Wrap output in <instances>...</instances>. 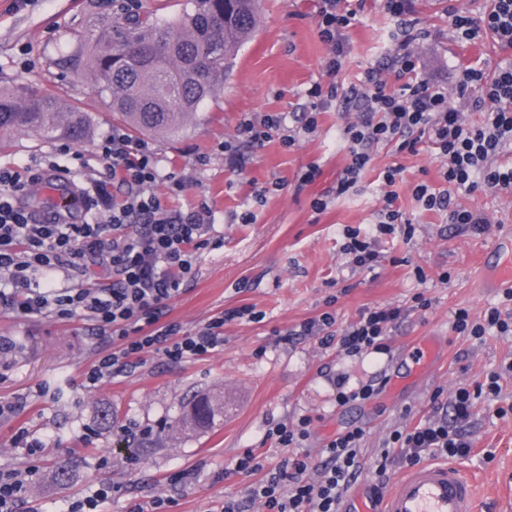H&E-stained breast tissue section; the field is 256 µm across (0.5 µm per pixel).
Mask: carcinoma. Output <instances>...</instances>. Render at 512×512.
Segmentation results:
<instances>
[{
  "label": "carcinoma",
  "instance_id": "cac0c4a2",
  "mask_svg": "<svg viewBox=\"0 0 512 512\" xmlns=\"http://www.w3.org/2000/svg\"><path fill=\"white\" fill-rule=\"evenodd\" d=\"M258 0H186L171 19L129 13L100 17L96 36H71L58 65L66 75L89 77L134 131H179L185 119L224 88L240 45L258 24ZM90 123L77 107L62 106L30 83L0 86V135L65 137L80 145ZM224 412L208 397L193 402L183 424L208 431Z\"/></svg>",
  "mask_w": 512,
  "mask_h": 512
}]
</instances>
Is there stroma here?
<instances>
[{
	"label": "stroma",
	"mask_w": 512,
	"mask_h": 512,
	"mask_svg": "<svg viewBox=\"0 0 512 512\" xmlns=\"http://www.w3.org/2000/svg\"><path fill=\"white\" fill-rule=\"evenodd\" d=\"M121 3L0 0V84L26 80L86 112L92 135L81 147L85 153L121 120L89 79L61 77L57 61L71 33L94 17L119 15ZM320 5V0H262L256 33L240 49L218 99L206 101L181 136L150 141L161 173L188 183L176 197L166 182H158L157 197L171 209L206 200L214 224L198 274L189 290L170 302L168 320L192 332L225 310L248 307L261 321L226 323L223 345L205 357L174 362L150 353L91 385L86 374L111 354L112 341L89 319L19 318L0 310V339L9 344L0 352V403L16 406L0 417V467L38 468L21 512H66L70 501L101 484L112 488L102 512H126L131 501L156 495L175 500L174 512H220L225 499L242 497L250 483L233 471L238 458L252 448L262 449L273 464L292 456V449L275 447L266 433L276 423L303 416L312 420L311 436L299 451L317 463L336 432L364 429L360 454L366 469L360 479L374 483L385 438L429 415L434 392L450 399L458 387H474L512 363V333L478 339L453 328L455 311L468 310L477 320L502 299L501 289L480 287L476 279L494 233L459 232L444 215L418 206L415 185L442 184L440 164L427 143L413 153L375 147L358 187L331 199L324 211L313 209V200L335 187L349 161L341 129L358 110L348 103L347 89L366 68L390 66L398 32L385 0H363L345 31L342 69L330 76L329 46L317 25ZM452 6L476 12L485 0H411L409 16L422 31L415 42L421 77L447 87L454 102L465 67L479 61L490 70L507 53L489 38L455 40L448 30ZM317 84L337 85V95L318 114L315 131L304 133L300 118L310 110L308 92ZM253 114L283 116L298 132L295 145L283 146L276 135L261 145L238 138L240 122ZM227 139L237 145L233 163L221 148ZM57 145L54 139L6 135L0 137V164H22ZM311 164L318 166L319 177L300 183ZM391 166L402 169L398 204L414 236L408 241L398 233L380 236L379 265L352 270L342 251L343 229L370 231L380 206L379 176ZM420 270L425 280L417 279ZM419 292L431 299V308L410 312L393 326L386 354L343 357L318 338L295 333L302 322L328 310L342 327L364 309L403 305ZM426 336L442 341L437 361L412 382L392 386L391 378L409 371L402 357L407 345ZM340 377L352 387L378 379L380 391L368 402L338 405ZM501 385L499 396L477 400L467 427L472 450L454 459L475 480L479 512H507L506 499L512 497V378ZM217 391L224 394L223 424L208 433L177 431L184 398ZM107 405L118 418L108 431L97 418ZM146 428L157 445L143 450L138 443ZM23 433L41 440L37 456L16 447ZM67 461L72 476L63 487L54 472Z\"/></svg>",
	"instance_id": "stroma-1"
}]
</instances>
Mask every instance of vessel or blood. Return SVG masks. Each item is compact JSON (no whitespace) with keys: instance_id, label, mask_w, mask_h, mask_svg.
<instances>
[{"instance_id":"vessel-or-blood-1","label":"vessel or blood","mask_w":512,"mask_h":512,"mask_svg":"<svg viewBox=\"0 0 512 512\" xmlns=\"http://www.w3.org/2000/svg\"><path fill=\"white\" fill-rule=\"evenodd\" d=\"M415 369L438 356L436 343L419 340L409 351ZM340 512H478L475 487L462 469L448 462H423L388 490L363 482L343 498Z\"/></svg>"}]
</instances>
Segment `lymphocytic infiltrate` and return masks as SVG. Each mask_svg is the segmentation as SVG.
<instances>
[{"label": "lymphocytic infiltrate", "instance_id": "f902f5d3", "mask_svg": "<svg viewBox=\"0 0 512 512\" xmlns=\"http://www.w3.org/2000/svg\"><path fill=\"white\" fill-rule=\"evenodd\" d=\"M386 8L399 20L393 60L408 80L392 90L382 69L371 68L353 86L363 110L343 127L349 161L337 178L335 192L342 195L356 186L372 162V146L393 143L398 151L412 153L426 139L440 159L443 185L436 189L417 184L414 199L423 210L447 213L449 223L461 231L483 232L486 215L455 204L454 198L478 190L512 194V166L494 162L512 144V61L501 62L489 76L477 68L465 69L460 90L476 86L481 94L470 105L453 104L444 88L414 75L416 23L407 17L408 0H387ZM356 16V8L343 6L342 0H322L318 27L330 46L329 75L341 69L344 31ZM448 25L458 40L471 42L489 33L502 46L512 48V0H494L485 13L449 8ZM469 106L483 109L481 122L467 119ZM92 154L104 164L106 175L91 180L85 190L90 219L80 224L36 222L22 208L20 198L40 180L39 169L0 165V309L20 317L49 313L61 320L86 317L93 321L111 337L113 349L90 369L92 384L152 352L173 360L213 352L224 340L225 324L244 317L245 309L227 310L193 332L164 319L170 301L183 293L197 273L198 252L213 229L210 207L204 202L185 210L164 207L153 191L159 178H166L170 193L176 196L185 191L184 180L172 173L160 175L155 150L121 128L98 140ZM400 174L397 166L383 173L385 191L372 232L345 227L343 251L352 267L369 270L378 265L379 236L399 232L412 238L414 228L397 205L395 185ZM95 257L111 271L110 287L86 286L87 261ZM60 272L76 280V287H56ZM408 311L401 306L368 308L341 329L327 312L303 322L299 333L319 337L322 345L336 347L342 355L379 353L388 348L389 326ZM454 327L470 336L483 337L492 329L504 334L512 331V312L492 307L475 320L460 309L454 315ZM477 397L467 387L457 388L449 417H423L394 430L389 450L377 461V472L386 473L397 458L411 467L431 454L469 453L471 444L463 426L472 416ZM363 439L358 428L336 433L325 444V460L318 468L306 455L272 466L263 455L247 453L235 468L236 473L252 478L247 495L225 499L221 512H247L253 503L260 504L261 512H337L344 490L362 466ZM34 472L31 466L0 467V512H19Z\"/></svg>", "mask_w": 512, "mask_h": 512}]
</instances>
